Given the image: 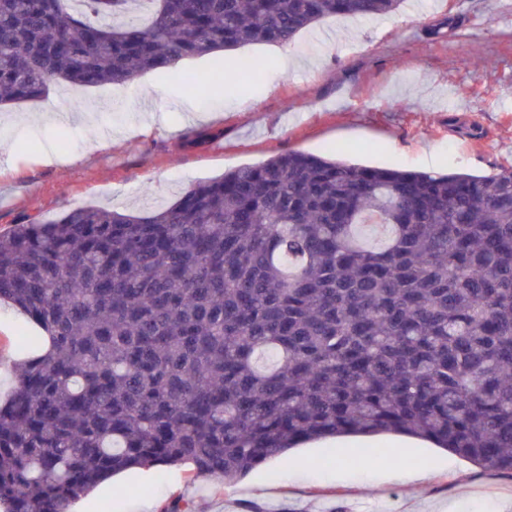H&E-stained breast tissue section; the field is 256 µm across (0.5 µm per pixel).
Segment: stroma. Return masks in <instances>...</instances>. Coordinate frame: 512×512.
Returning <instances> with one entry per match:
<instances>
[{"instance_id": "35a3bbf8", "label": "stroma", "mask_w": 512, "mask_h": 512, "mask_svg": "<svg viewBox=\"0 0 512 512\" xmlns=\"http://www.w3.org/2000/svg\"><path fill=\"white\" fill-rule=\"evenodd\" d=\"M291 47L293 71L270 44L225 53L226 66L249 56L266 67L221 93H190L150 71L124 86L52 83L43 99L0 109V230L84 206L142 214L226 171L336 144L369 166L490 174L512 165V0H402L373 20L324 19ZM22 112L53 119L22 121ZM191 131L212 138L189 148ZM27 328L25 315L0 304L1 397ZM377 442L393 462L310 443L231 483L188 466L134 469L73 509L159 512L177 497L191 512H512V476L441 448L399 447L390 434Z\"/></svg>"}]
</instances>
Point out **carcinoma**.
<instances>
[{
	"mask_svg": "<svg viewBox=\"0 0 512 512\" xmlns=\"http://www.w3.org/2000/svg\"><path fill=\"white\" fill-rule=\"evenodd\" d=\"M0 0V106L291 42L401 0ZM217 90L264 64H219ZM303 152L146 214L0 232V303L39 329L0 404V507L70 512L110 475L231 482L295 445L400 433L512 475V165L489 175Z\"/></svg>",
	"mask_w": 512,
	"mask_h": 512,
	"instance_id": "1",
	"label": "carcinoma"
}]
</instances>
